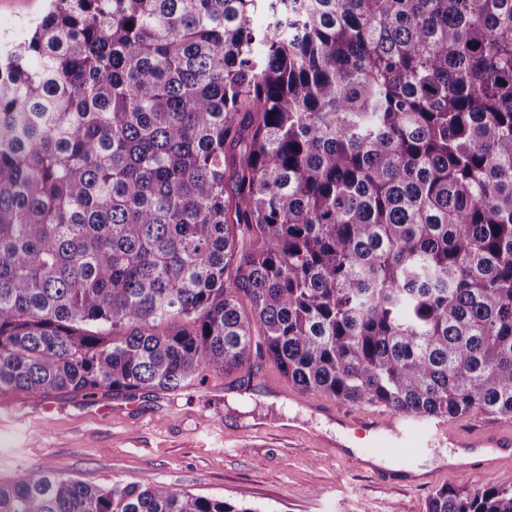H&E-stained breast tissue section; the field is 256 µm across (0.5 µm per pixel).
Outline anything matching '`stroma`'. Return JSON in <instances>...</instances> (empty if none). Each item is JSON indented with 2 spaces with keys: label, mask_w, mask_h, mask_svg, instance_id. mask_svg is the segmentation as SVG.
Listing matches in <instances>:
<instances>
[{
  "label": "stroma",
  "mask_w": 512,
  "mask_h": 512,
  "mask_svg": "<svg viewBox=\"0 0 512 512\" xmlns=\"http://www.w3.org/2000/svg\"><path fill=\"white\" fill-rule=\"evenodd\" d=\"M47 0H0V36L22 39ZM288 383L271 364L251 380L208 377L174 393L116 392L0 396V481L43 466L90 484L167 485L245 504L258 512H426L438 488L498 481V474L443 473L412 487L409 473L433 470L447 445L422 453L388 450L389 466L361 467L357 455L328 447L356 438L315 413L336 399L284 396Z\"/></svg>",
  "instance_id": "1"
}]
</instances>
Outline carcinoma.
<instances>
[{
    "mask_svg": "<svg viewBox=\"0 0 512 512\" xmlns=\"http://www.w3.org/2000/svg\"><path fill=\"white\" fill-rule=\"evenodd\" d=\"M261 361L512 420V0H50L0 49V394ZM0 512L257 510L31 466Z\"/></svg>",
    "mask_w": 512,
    "mask_h": 512,
    "instance_id": "cac0c4a2",
    "label": "carcinoma"
}]
</instances>
